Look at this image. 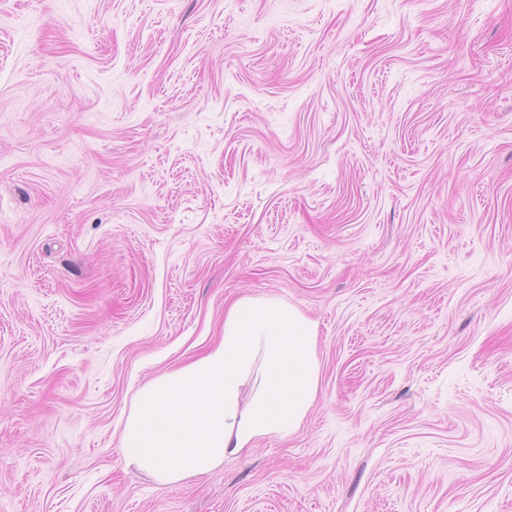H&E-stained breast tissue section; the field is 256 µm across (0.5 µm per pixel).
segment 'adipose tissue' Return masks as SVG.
I'll use <instances>...</instances> for the list:
<instances>
[{
  "label": "adipose tissue",
  "instance_id": "adipose-tissue-1",
  "mask_svg": "<svg viewBox=\"0 0 512 512\" xmlns=\"http://www.w3.org/2000/svg\"><path fill=\"white\" fill-rule=\"evenodd\" d=\"M317 327L273 297L246 296L220 341L144 385L126 415V466L163 485L203 475L261 438L294 433L318 392Z\"/></svg>",
  "mask_w": 512,
  "mask_h": 512
}]
</instances>
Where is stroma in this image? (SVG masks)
Instances as JSON below:
<instances>
[{"label": "stroma", "instance_id": "obj_1", "mask_svg": "<svg viewBox=\"0 0 512 512\" xmlns=\"http://www.w3.org/2000/svg\"><path fill=\"white\" fill-rule=\"evenodd\" d=\"M244 296L300 427L126 467ZM0 512H512V0H0Z\"/></svg>", "mask_w": 512, "mask_h": 512}]
</instances>
